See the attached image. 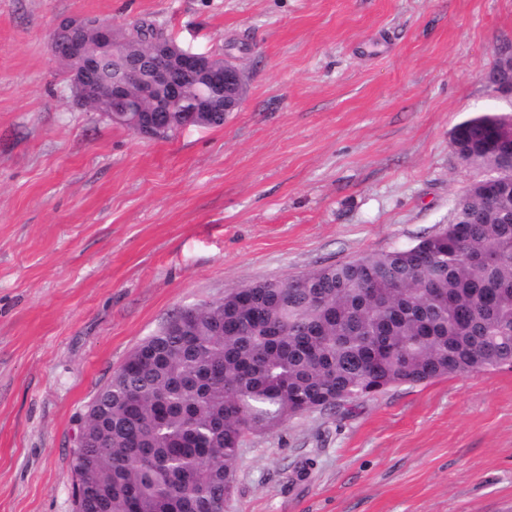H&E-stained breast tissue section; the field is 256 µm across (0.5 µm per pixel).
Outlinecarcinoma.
Wrapping results in <instances>:
<instances>
[{
	"label": "carcinoma",
	"mask_w": 512,
	"mask_h": 512,
	"mask_svg": "<svg viewBox=\"0 0 512 512\" xmlns=\"http://www.w3.org/2000/svg\"><path fill=\"white\" fill-rule=\"evenodd\" d=\"M125 44L145 54L153 24ZM502 125H458L485 175L416 244L267 279L146 338L97 395L74 452L75 512H224L244 437L392 386L512 368V180L483 151Z\"/></svg>",
	"instance_id": "obj_1"
}]
</instances>
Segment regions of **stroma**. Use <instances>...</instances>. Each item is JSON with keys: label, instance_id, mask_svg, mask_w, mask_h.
I'll return each mask as SVG.
<instances>
[{"label": "stroma", "instance_id": "1", "mask_svg": "<svg viewBox=\"0 0 512 512\" xmlns=\"http://www.w3.org/2000/svg\"><path fill=\"white\" fill-rule=\"evenodd\" d=\"M154 21L247 75L220 128L147 140L81 105L62 18ZM512 0H0V512H74L85 415L178 311L416 243L483 170L449 133ZM224 512H512V370L388 388L248 434Z\"/></svg>", "mask_w": 512, "mask_h": 512}]
</instances>
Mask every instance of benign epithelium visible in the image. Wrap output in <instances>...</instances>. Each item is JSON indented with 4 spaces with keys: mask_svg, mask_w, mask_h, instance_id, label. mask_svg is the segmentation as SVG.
Here are the masks:
<instances>
[{
    "mask_svg": "<svg viewBox=\"0 0 512 512\" xmlns=\"http://www.w3.org/2000/svg\"><path fill=\"white\" fill-rule=\"evenodd\" d=\"M120 47L112 25L97 19L65 18L52 37L54 56L75 62L69 78L77 99L107 100V116L142 138L206 128L208 113L216 106H224L227 117L243 103V70L230 57L195 52L165 35L145 58L121 54ZM175 72L200 84L196 107L180 108L181 88L172 79ZM487 80L512 92V58H501Z\"/></svg>",
    "mask_w": 512,
    "mask_h": 512,
    "instance_id": "7a95c632",
    "label": "benign epithelium"
}]
</instances>
